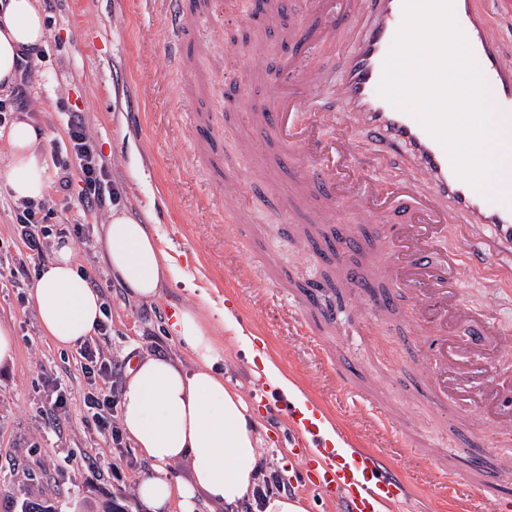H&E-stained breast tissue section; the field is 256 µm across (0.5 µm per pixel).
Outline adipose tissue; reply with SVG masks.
Listing matches in <instances>:
<instances>
[{
    "label": "adipose tissue",
    "instance_id": "1",
    "mask_svg": "<svg viewBox=\"0 0 512 512\" xmlns=\"http://www.w3.org/2000/svg\"><path fill=\"white\" fill-rule=\"evenodd\" d=\"M47 28L39 0H0V91L11 90L24 53L45 48ZM8 151L0 160V188L16 200L44 198L47 161L38 150L41 130L17 120L5 134ZM104 259L127 296L138 303L160 298L181 271L162 245L157 228L113 209L103 227ZM33 303L43 336L71 347L94 336L103 318L100 294L87 283L68 249L45 262L35 281ZM232 329L248 359H259L264 376L284 392L294 384L268 358H257L252 339L224 308L204 304L180 309L168 329L188 357L136 361L122 390L120 425L153 471L137 487L153 512H233L249 501L258 483L263 455L260 423L240 391L225 385L223 329ZM187 460L191 482L170 477V465Z\"/></svg>",
    "mask_w": 512,
    "mask_h": 512
}]
</instances>
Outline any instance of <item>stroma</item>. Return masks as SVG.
Here are the masks:
<instances>
[{
    "mask_svg": "<svg viewBox=\"0 0 512 512\" xmlns=\"http://www.w3.org/2000/svg\"><path fill=\"white\" fill-rule=\"evenodd\" d=\"M44 13L46 50L30 62L27 102L14 117L27 118L44 137L45 156L68 145L61 112H84L88 132L119 189L118 203L140 223L158 228L162 244L192 277L193 289H164L158 303L130 300L99 252L108 211L88 213L64 203L56 185L44 202L49 221L86 224L88 240L50 238V250L68 247L80 271L100 285L112 313L99 343L112 357L113 379L124 384L132 359L164 354L182 359L164 320L177 309L209 298L225 307L300 391L316 397L337 431L364 449L383 451L407 484L404 502L388 512H493L475 479L458 472L446 486L441 470L456 469L484 438L487 467L512 466V427L463 408L427 401L416 386L429 355L408 327L407 310L364 314L344 295L337 322L312 309L296 312L302 284L319 279L325 263L296 239L280 214L296 188L273 167L274 153L249 120V102L226 111L224 79L246 73L247 48L259 46L275 64L276 37L249 38L240 8L208 0L195 9L185 32L189 76L172 69L164 43L159 0H53ZM240 221L228 224L229 205ZM16 201L0 190V267L26 257L13 232ZM462 302L512 338V281L490 287L484 274L460 290ZM0 325L15 337L14 360L0 367V512H20L27 500H46L59 512L73 503L113 500L125 512H150L137 494L149 472L131 441L114 445L82 413L85 385L78 347L60 348L43 336L32 291L0 276ZM224 380L253 402L259 380L232 331H224ZM355 366L350 384L337 381L335 364ZM66 392L69 412H50L56 392ZM390 426H383V419ZM262 477L288 486L307 512H336L312 487L307 456L288 451V418L261 417Z\"/></svg>",
    "mask_w": 512,
    "mask_h": 512,
    "instance_id": "stroma-1",
    "label": "stroma"
}]
</instances>
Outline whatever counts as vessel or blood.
I'll use <instances>...</instances> for the list:
<instances>
[{"mask_svg":"<svg viewBox=\"0 0 512 512\" xmlns=\"http://www.w3.org/2000/svg\"><path fill=\"white\" fill-rule=\"evenodd\" d=\"M163 5L168 53L183 59V0H163ZM303 13L302 26L288 32L290 40L312 48L343 39L348 48L326 70L299 53L267 70L261 131L274 143L277 159L296 164L295 180L321 189L357 223L374 225L387 261L377 275L347 268L348 287L370 289L375 314L382 312L393 289L410 291L421 311L427 347L443 358L449 323L495 335L479 312L462 303L460 290L480 268L512 276V207L458 179L442 146L378 95L382 63L402 20V0H306ZM454 13L486 80L498 131L512 140V51L504 50L500 30L489 22L495 14L512 17V0H454ZM331 70L338 75L334 97L349 124L388 155L411 158L410 170L353 185L349 171L359 161L360 144L348 136L330 142L321 137L319 95ZM339 214L316 213L305 203L283 213L281 220L296 224L315 216L335 222ZM311 292L322 319L335 322L336 305L322 285L312 283ZM489 374L483 363L460 367L454 375L433 374L429 395L441 399L458 388L463 376L482 380ZM287 412L291 449L310 451L321 469L317 490L335 501L339 512H386L404 496L399 468L381 453L354 448L341 435L325 438V412L318 402L309 401L303 409L292 403Z\"/></svg>","mask_w":512,"mask_h":512,"instance_id":"1","label":"vessel or blood"}]
</instances>
